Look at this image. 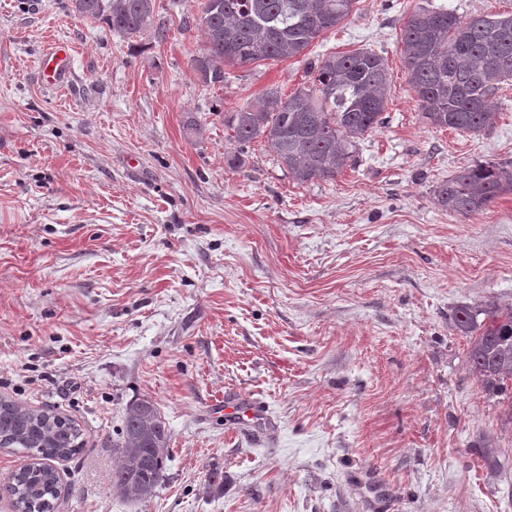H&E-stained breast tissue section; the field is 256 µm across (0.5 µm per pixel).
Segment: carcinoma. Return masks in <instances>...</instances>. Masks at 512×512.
I'll use <instances>...</instances> for the list:
<instances>
[{"label": "carcinoma", "instance_id": "obj_1", "mask_svg": "<svg viewBox=\"0 0 512 512\" xmlns=\"http://www.w3.org/2000/svg\"><path fill=\"white\" fill-rule=\"evenodd\" d=\"M355 0H201L206 46L192 67L206 86H224V66L305 55L321 34L352 12ZM73 10L129 40L144 34L161 42L168 28L155 0H72ZM409 83L427 123L479 135L498 118L493 100L512 79V14L467 21L448 10L413 12L402 29ZM315 80L283 99L269 92L231 113L228 164L242 163L244 147L262 139L298 184L334 178L351 161L357 140L386 121L391 75L378 53L360 49L314 67ZM512 193V161L475 164L434 190L437 204L469 216ZM451 325L468 341L469 372L512 425V306L462 304ZM170 434L156 403L141 399L127 410L117 443L112 484L128 499L151 498L166 479ZM0 448L34 461L0 489L19 512H52L56 475L49 461L82 448V430L69 418L0 401Z\"/></svg>", "mask_w": 512, "mask_h": 512}]
</instances>
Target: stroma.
Returning <instances> with one entry per match:
<instances>
[{
  "label": "stroma",
  "mask_w": 512,
  "mask_h": 512,
  "mask_svg": "<svg viewBox=\"0 0 512 512\" xmlns=\"http://www.w3.org/2000/svg\"><path fill=\"white\" fill-rule=\"evenodd\" d=\"M70 4L0 0V397L83 430L54 512H512V426L450 324L512 305V194L469 217L434 199L512 161V80L485 134L435 128L401 42L413 11L512 0H355L304 56L227 66L220 88L191 66L200 0H155L168 37L138 50ZM56 41L73 67L52 87ZM362 48L388 62L387 121L341 173L297 184L260 139L228 166L229 113ZM232 395L264 401L263 422L226 419ZM143 397L168 479L132 502L113 445ZM72 54L66 43L53 46L40 65L41 81L49 86H61L67 82L71 71Z\"/></svg>",
  "instance_id": "obj_1"
}]
</instances>
